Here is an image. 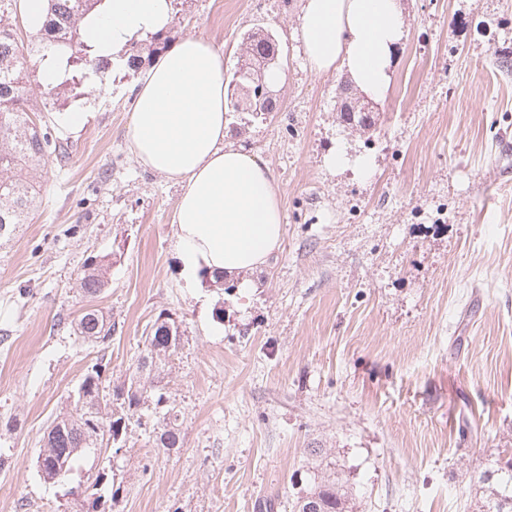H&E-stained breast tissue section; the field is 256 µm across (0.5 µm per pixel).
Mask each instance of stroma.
Wrapping results in <instances>:
<instances>
[{"label": "stroma", "mask_w": 512, "mask_h": 512, "mask_svg": "<svg viewBox=\"0 0 512 512\" xmlns=\"http://www.w3.org/2000/svg\"><path fill=\"white\" fill-rule=\"evenodd\" d=\"M399 3L392 84L363 130L337 110L347 74L304 58L302 0H173L175 40L223 49L226 72L252 28L282 47L280 112L229 115L284 214L247 288L181 278L180 188L126 139L136 76L86 80L44 113L69 156L31 223L0 238V512H85L38 475L44 431L95 363L107 389L127 380L162 313L182 331L157 383L181 444L149 443V402L121 451L83 462L78 480L105 468L121 485L115 512H294L330 471L360 512L485 499L484 475L512 459V0ZM68 112L87 113L82 129ZM340 150L349 165L329 169ZM106 254V287L84 297L85 259ZM91 306L116 324L106 343L76 333Z\"/></svg>", "instance_id": "1"}]
</instances>
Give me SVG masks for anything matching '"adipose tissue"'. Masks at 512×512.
Masks as SVG:
<instances>
[{
	"mask_svg": "<svg viewBox=\"0 0 512 512\" xmlns=\"http://www.w3.org/2000/svg\"><path fill=\"white\" fill-rule=\"evenodd\" d=\"M171 18V0H102L89 28L102 53L116 59ZM402 31L398 0H304L300 16L310 69L346 70L376 100L391 85ZM229 138L224 52L185 38L146 68L127 139L142 166L181 186L176 246L190 280L255 272L281 243L271 171Z\"/></svg>",
	"mask_w": 512,
	"mask_h": 512,
	"instance_id": "1",
	"label": "adipose tissue"
}]
</instances>
